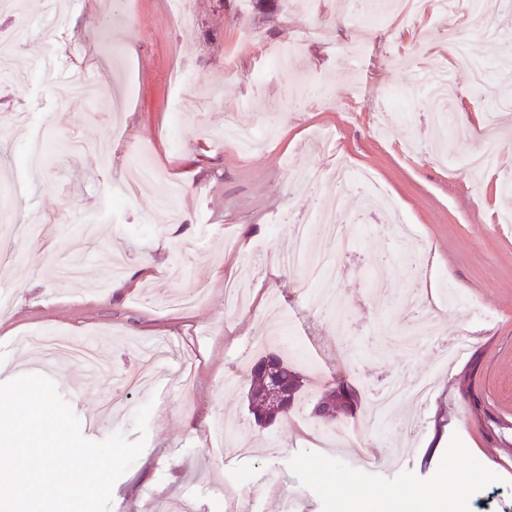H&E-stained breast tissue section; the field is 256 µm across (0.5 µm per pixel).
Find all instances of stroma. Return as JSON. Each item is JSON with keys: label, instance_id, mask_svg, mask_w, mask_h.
<instances>
[{"label": "stroma", "instance_id": "1", "mask_svg": "<svg viewBox=\"0 0 512 512\" xmlns=\"http://www.w3.org/2000/svg\"><path fill=\"white\" fill-rule=\"evenodd\" d=\"M435 2L402 20L381 0L368 38L350 0L245 11L239 0H190L188 27L168 0H57L63 26L43 0H19L0 23V36L20 22L34 32L0 71V186H27L0 228L9 255L0 285L13 290L0 309V369L18 376L36 361H10L17 335L96 342L111 380L87 381L78 360L55 363L50 376L64 398L111 397L112 419L91 441L119 432L144 443L114 484L111 512H153L158 495L190 512H228L229 488L249 512H426L420 492L451 468L473 475L462 512H512V227L492 221L512 209V137L488 170L469 175L464 156L487 104L437 31L454 27L511 101L512 57L469 21L470 0H448L444 14ZM244 27L253 43L240 41ZM298 39L306 52L297 65L267 68L266 48ZM302 79L330 101L290 105ZM273 104L263 150L245 155L221 141L225 117L255 129ZM19 112L44 140L41 164L25 161L12 128ZM74 137L93 151L69 155ZM139 151L181 186L177 218L153 187L127 192ZM340 161L352 177L371 175L414 233L401 237L389 213L366 210L350 191L342 209L356 249L341 255L327 238L312 240L340 269L338 315L313 305L325 281L277 257L296 247L291 224L320 212L329 193L293 187L292 171ZM90 221L95 240L72 253ZM257 258L248 302L230 307L225 282ZM393 264L401 271L378 296L370 276ZM410 292L440 313L408 349L395 344L412 335L396 307ZM463 333L467 353L442 361L441 341ZM277 347L307 383L288 418L261 429L245 403L250 366ZM338 375L361 394L358 418L318 424L310 405ZM398 375L433 378L431 397L372 416V398ZM146 403L142 433L134 414ZM241 445L252 455L238 456ZM376 488L391 500L368 505L362 493Z\"/></svg>", "mask_w": 512, "mask_h": 512}]
</instances>
